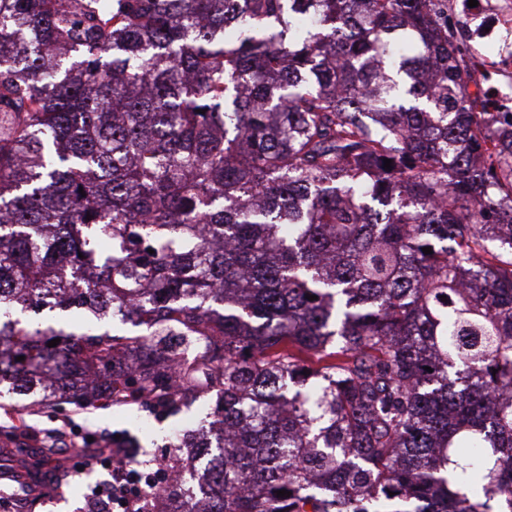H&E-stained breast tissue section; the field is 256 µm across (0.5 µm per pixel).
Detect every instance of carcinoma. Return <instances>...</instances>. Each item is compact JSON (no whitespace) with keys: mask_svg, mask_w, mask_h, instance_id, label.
<instances>
[{"mask_svg":"<svg viewBox=\"0 0 512 512\" xmlns=\"http://www.w3.org/2000/svg\"><path fill=\"white\" fill-rule=\"evenodd\" d=\"M4 1L0 401L216 393L168 512H512V112L448 0ZM485 65V62L479 60L472 76L473 81L477 83V86L491 82L495 102L508 103L512 107V72L510 74L498 73L487 69Z\"/></svg>","mask_w":512,"mask_h":512,"instance_id":"obj_1","label":"carcinoma"}]
</instances>
